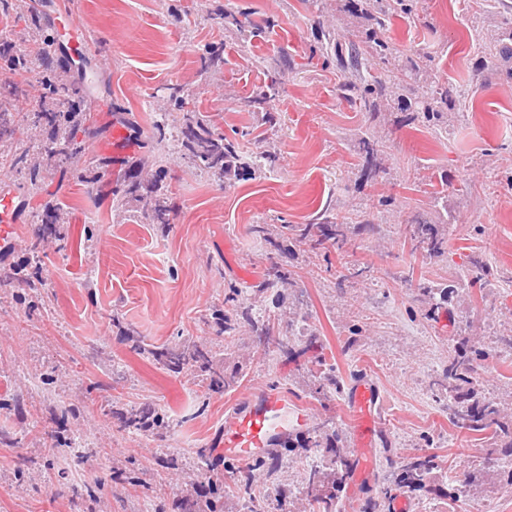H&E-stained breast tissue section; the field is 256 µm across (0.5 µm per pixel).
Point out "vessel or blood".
Masks as SVG:
<instances>
[{"label":"vessel or blood","instance_id":"1","mask_svg":"<svg viewBox=\"0 0 512 512\" xmlns=\"http://www.w3.org/2000/svg\"><path fill=\"white\" fill-rule=\"evenodd\" d=\"M25 211V199L9 186L0 187V250L14 246L17 226ZM347 411L352 419V453L358 461L351 484L356 492L373 474L375 449L385 425L384 399L367 375L358 376L351 384ZM312 424V415L286 391L259 386L235 402L210 442L211 452L245 464L254 457L270 454L294 433Z\"/></svg>","mask_w":512,"mask_h":512}]
</instances>
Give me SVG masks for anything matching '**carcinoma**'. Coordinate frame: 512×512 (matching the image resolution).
Returning a JSON list of instances; mask_svg holds the SVG:
<instances>
[{"instance_id": "carcinoma-1", "label": "carcinoma", "mask_w": 512, "mask_h": 512, "mask_svg": "<svg viewBox=\"0 0 512 512\" xmlns=\"http://www.w3.org/2000/svg\"><path fill=\"white\" fill-rule=\"evenodd\" d=\"M415 0H343L342 8L359 11L369 17L368 28L358 32L350 41L347 51L331 52L330 47L319 49L325 64H332L336 71L348 75L345 85L346 99L359 111L374 114L382 102L390 99L405 102L407 108H415L421 117L431 123L441 116L440 108L448 106L451 88L448 83L433 80L425 86L416 85L417 76L427 68L431 57L421 53L408 54L388 41L386 32L392 18L398 14L410 15ZM33 49H22L7 56L10 69L17 75L38 74L37 86L41 87V101L53 95L51 106L40 107L37 112L20 113L12 109L8 97L0 94V141H10L15 134L31 130L38 133L36 145L38 159H29V149L24 142L14 153L13 162L26 168L28 186L37 191L51 170L74 167L84 152L83 145L76 140L78 131L85 129L90 121L89 111L84 103L92 91L95 80L83 73L72 76L61 64L46 58L45 44ZM484 54L491 59L490 72L497 71V62L509 64L506 78L512 80V15L503 22L495 40L484 47ZM373 59L375 68L385 71L380 76L368 71V59ZM394 69H388L390 61ZM279 93V83L273 78L265 88L248 101L253 111L264 113V123L274 125L277 116L267 111L268 104ZM253 134V131L233 130V136L213 129L210 121L199 112H185L179 125L178 140L188 161L218 178L242 171L251 176L260 168L273 167L279 161L277 152L264 150L258 161H245L240 155L238 137ZM387 145L382 139L366 134L358 141V153L363 161L364 174L369 176L377 171L380 156ZM128 167L139 173L133 180L121 179V196L118 205L131 198L141 203V212L151 224L162 228L170 224L171 207L161 194L159 182L161 170L149 169V164L140 156L128 159ZM347 222L345 218L328 207L310 224H283L280 236L295 243L308 244L328 254H340L346 243ZM411 251L424 257H439L448 251V242L434 224H411L408 230ZM290 272L281 269L274 274L250 285L255 299H270L279 309L286 307L289 299L288 285ZM23 281L29 288L36 284L26 277V269L17 266L6 277L0 276V288H6L14 281ZM242 290L237 285H228L224 294V308L216 310L219 331L231 339L239 332L242 324H248L258 339H269L270 328L259 325L252 309L240 301ZM153 360L162 368L180 373L201 372L206 375L207 389L230 390L240 383V373H228L215 364L216 353L206 344L183 340L171 347L147 350ZM487 352L477 346L456 349L448 355L445 376L448 379V419L456 426L473 435H486L493 440L495 450L500 454V464L492 467L485 475L472 474L467 478L470 486H479L484 478L512 487V417H507L503 403L488 398L480 390L474 378L475 363L484 359ZM120 428L126 431H151L161 437L167 428L165 417L151 405L145 403L119 416ZM341 433L333 423L324 420L315 422L304 435L291 443V448L308 451L312 448H327L334 455V466L326 472L319 468L307 470L302 477L300 493L312 512H334L353 476L354 463L348 449L338 445ZM205 465L204 476L209 492L205 495L186 496L175 503L179 512H224V471L213 464L206 452L199 453ZM436 469L432 455H410L398 462L396 486L410 494L429 493Z\"/></svg>"}]
</instances>
